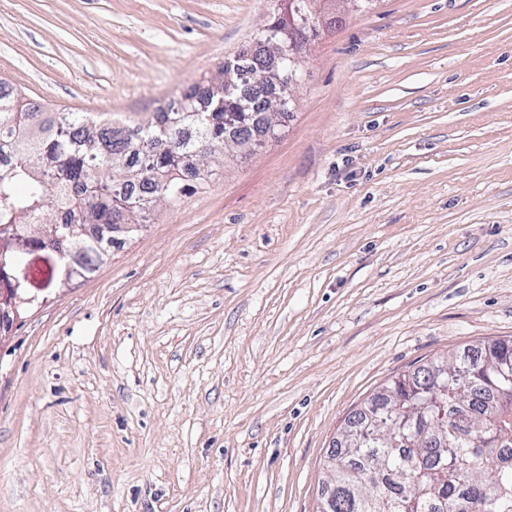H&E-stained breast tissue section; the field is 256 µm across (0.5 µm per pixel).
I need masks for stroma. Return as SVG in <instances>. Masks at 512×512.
I'll use <instances>...</instances> for the list:
<instances>
[{
	"instance_id": "obj_1",
	"label": "stroma",
	"mask_w": 512,
	"mask_h": 512,
	"mask_svg": "<svg viewBox=\"0 0 512 512\" xmlns=\"http://www.w3.org/2000/svg\"><path fill=\"white\" fill-rule=\"evenodd\" d=\"M268 0H0V88L150 117ZM293 112L86 278L29 257L0 512H316L395 373L512 339V0H314Z\"/></svg>"
}]
</instances>
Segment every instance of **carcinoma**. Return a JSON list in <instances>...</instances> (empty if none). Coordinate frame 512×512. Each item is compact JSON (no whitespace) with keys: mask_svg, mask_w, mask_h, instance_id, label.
I'll list each match as a JSON object with an SVG mask.
<instances>
[{"mask_svg":"<svg viewBox=\"0 0 512 512\" xmlns=\"http://www.w3.org/2000/svg\"><path fill=\"white\" fill-rule=\"evenodd\" d=\"M253 38L255 48L238 53L263 75L268 95L258 102L239 95L218 100L212 88L185 94L176 112L149 120H108L90 112H35L25 97L0 92V258L15 265L36 239L56 237L59 248L85 249L84 266L60 273L82 276L103 261L85 242L96 224H137L154 205H176L224 164L232 139L243 143L263 129L276 98L290 97L288 61L279 79L268 76L270 42L283 36L286 16L279 0ZM210 101L205 112L195 97ZM512 361V340H492L448 358L396 373L364 406L380 418V436L359 448H340L326 463L336 499L327 512H512V406L498 403L512 389V372L494 363Z\"/></svg>","mask_w":512,"mask_h":512,"instance_id":"1","label":"carcinoma"}]
</instances>
